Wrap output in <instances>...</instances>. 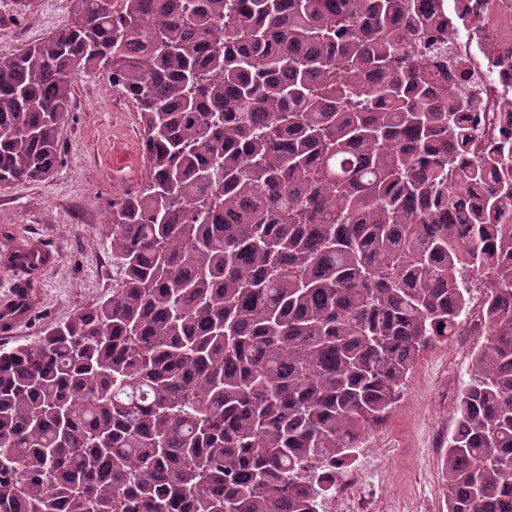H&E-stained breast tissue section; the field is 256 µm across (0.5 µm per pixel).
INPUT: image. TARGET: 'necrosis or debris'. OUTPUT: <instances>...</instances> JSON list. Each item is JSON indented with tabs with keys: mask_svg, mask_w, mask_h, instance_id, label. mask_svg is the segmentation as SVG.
Returning <instances> with one entry per match:
<instances>
[{
	"mask_svg": "<svg viewBox=\"0 0 512 512\" xmlns=\"http://www.w3.org/2000/svg\"><path fill=\"white\" fill-rule=\"evenodd\" d=\"M498 2V9L487 10L481 0H472L452 39V53L469 73L467 92L476 99L472 155L478 159L500 141L501 113L512 112V58L501 55L503 49H512V0Z\"/></svg>",
	"mask_w": 512,
	"mask_h": 512,
	"instance_id": "1",
	"label": "necrosis or debris"
}]
</instances>
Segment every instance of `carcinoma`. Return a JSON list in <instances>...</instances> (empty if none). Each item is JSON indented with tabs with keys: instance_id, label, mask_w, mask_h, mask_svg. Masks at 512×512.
I'll return each instance as SVG.
<instances>
[{
	"instance_id": "obj_1",
	"label": "carcinoma",
	"mask_w": 512,
	"mask_h": 512,
	"mask_svg": "<svg viewBox=\"0 0 512 512\" xmlns=\"http://www.w3.org/2000/svg\"><path fill=\"white\" fill-rule=\"evenodd\" d=\"M71 0L0 58V182L60 160L108 74L146 175L112 294L0 352V512H319L485 273L446 512H512V162L471 156L467 0Z\"/></svg>"
}]
</instances>
